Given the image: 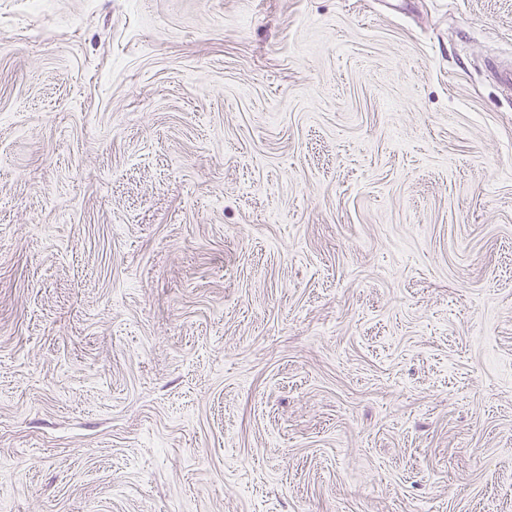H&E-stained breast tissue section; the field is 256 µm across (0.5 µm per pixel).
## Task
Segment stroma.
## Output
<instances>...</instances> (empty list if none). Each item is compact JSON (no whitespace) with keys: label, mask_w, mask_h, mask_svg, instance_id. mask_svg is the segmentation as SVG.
Here are the masks:
<instances>
[{"label":"stroma","mask_w":512,"mask_h":512,"mask_svg":"<svg viewBox=\"0 0 512 512\" xmlns=\"http://www.w3.org/2000/svg\"><path fill=\"white\" fill-rule=\"evenodd\" d=\"M512 0H0L12 512H512Z\"/></svg>","instance_id":"stroma-1"}]
</instances>
